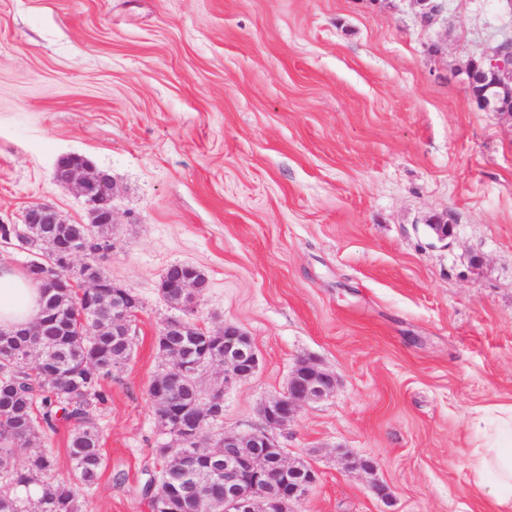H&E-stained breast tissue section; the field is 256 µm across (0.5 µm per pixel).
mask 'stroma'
<instances>
[{"label": "stroma", "mask_w": 512, "mask_h": 512, "mask_svg": "<svg viewBox=\"0 0 512 512\" xmlns=\"http://www.w3.org/2000/svg\"><path fill=\"white\" fill-rule=\"evenodd\" d=\"M510 36L507 0L428 24L413 0H0V224L40 203L90 223L55 179L83 157L112 184L100 266L142 303L86 512H150L175 263L208 278L195 322L260 359L231 384L202 372L216 432L261 427L299 360L336 378L273 434L318 473L294 512H488L465 461L470 409L512 402V118L462 71Z\"/></svg>", "instance_id": "stroma-1"}]
</instances>
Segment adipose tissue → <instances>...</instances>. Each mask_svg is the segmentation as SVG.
I'll use <instances>...</instances> for the list:
<instances>
[{"label":"adipose tissue","mask_w":512,"mask_h":512,"mask_svg":"<svg viewBox=\"0 0 512 512\" xmlns=\"http://www.w3.org/2000/svg\"><path fill=\"white\" fill-rule=\"evenodd\" d=\"M38 282L0 262V329L29 327L41 316ZM474 432L466 459L473 496L488 499L492 512H512V402L474 407Z\"/></svg>","instance_id":"1"}]
</instances>
